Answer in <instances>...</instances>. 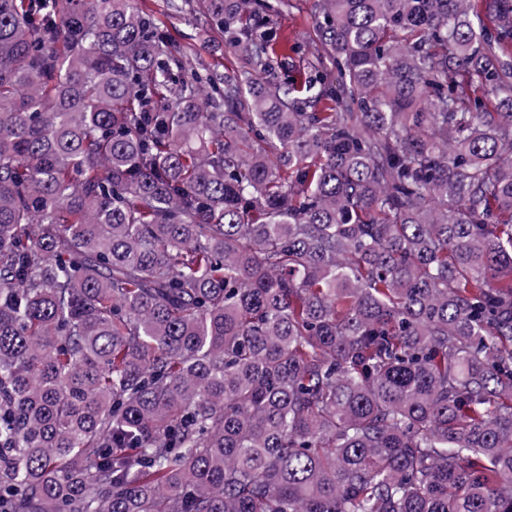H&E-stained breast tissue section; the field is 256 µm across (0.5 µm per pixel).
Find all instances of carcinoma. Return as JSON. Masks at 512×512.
Masks as SVG:
<instances>
[{
    "instance_id": "obj_1",
    "label": "carcinoma",
    "mask_w": 512,
    "mask_h": 512,
    "mask_svg": "<svg viewBox=\"0 0 512 512\" xmlns=\"http://www.w3.org/2000/svg\"><path fill=\"white\" fill-rule=\"evenodd\" d=\"M0 0V512H512V0ZM147 6L152 14L158 31L171 38L177 45L187 47L190 62L193 67L202 66L224 71L225 65L233 63L234 59L222 52H214L213 41L207 43L208 24L199 15L174 16L168 13L164 0H147ZM295 8L277 19V27L287 41L278 44L273 56L276 69L282 78H297L302 70V61L292 47L299 41H309L313 36L312 20L317 0H293ZM284 48L282 49V47Z\"/></svg>"
}]
</instances>
